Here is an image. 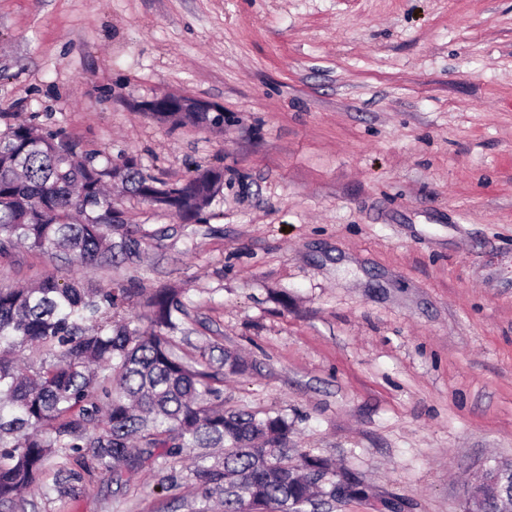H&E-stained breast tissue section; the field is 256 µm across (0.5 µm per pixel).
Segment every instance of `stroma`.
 Instances as JSON below:
<instances>
[{
    "label": "stroma",
    "instance_id": "obj_1",
    "mask_svg": "<svg viewBox=\"0 0 512 512\" xmlns=\"http://www.w3.org/2000/svg\"><path fill=\"white\" fill-rule=\"evenodd\" d=\"M219 106L220 128L141 107ZM20 122L170 181L220 167L206 224L123 197L137 260L45 277L181 291L185 350L238 353L224 407L286 416L359 496L331 512H468L512 459V0H0V134ZM187 456L93 472L0 512H187Z\"/></svg>",
    "mask_w": 512,
    "mask_h": 512
}]
</instances>
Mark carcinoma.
<instances>
[{
  "instance_id": "1",
  "label": "carcinoma",
  "mask_w": 512,
  "mask_h": 512,
  "mask_svg": "<svg viewBox=\"0 0 512 512\" xmlns=\"http://www.w3.org/2000/svg\"><path fill=\"white\" fill-rule=\"evenodd\" d=\"M151 116L175 124L219 125L224 113L197 112L167 95ZM78 144L59 132L18 124L0 134V256L19 244L87 267L139 255L123 210L107 192L118 180L144 202L167 195L187 224H199L224 182L220 167L167 183L144 174L136 159L99 153L74 160ZM129 290L80 280L42 279L33 288H0V506L41 483L52 457L71 452L81 472L101 471L119 485L157 456L187 453L196 496L189 512H317L338 492L360 494L328 459L302 453L289 462L292 426L279 415L224 411L215 371L236 372L224 348L203 362L177 353L173 333L182 311L175 288L145 301L150 329L121 313ZM44 349L23 375L17 355ZM81 472H72L76 480ZM477 512L512 503V460H496L471 491Z\"/></svg>"
}]
</instances>
